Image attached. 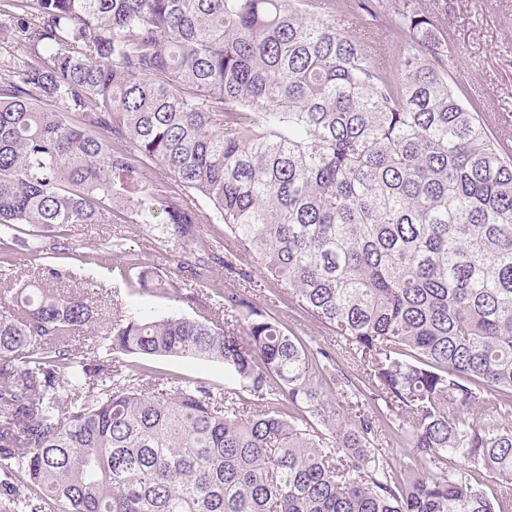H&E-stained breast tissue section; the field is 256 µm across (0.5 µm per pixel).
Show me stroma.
I'll use <instances>...</instances> for the list:
<instances>
[{
  "label": "stroma",
  "instance_id": "1",
  "mask_svg": "<svg viewBox=\"0 0 512 512\" xmlns=\"http://www.w3.org/2000/svg\"><path fill=\"white\" fill-rule=\"evenodd\" d=\"M394 11L407 14L422 11L439 20L453 63L448 67L450 84L462 98L483 114L497 119L495 134L512 133V0H389ZM336 24L356 30L372 49L388 48L391 41L404 37L401 29L381 26L378 19L354 9L352 0H335ZM78 252L90 264L89 270L72 268L70 277L58 279L37 272L19 253L4 255L0 262L11 260L12 268L0 276V286L20 288L30 280L54 293L84 297L93 301L98 310L94 322L96 332H103L118 314L184 315L201 321L214 317V311L204 303H186L173 294L129 287L118 271L124 257L139 259L160 276H167L176 265L180 249L155 237L142 224H77L70 229ZM122 237L124 256L108 254L113 237ZM251 279L217 269L214 280L218 287L235 288L250 302L262 307L276 318L288 332L314 347L339 356L342 370L358 385H365L368 369L363 364L342 359L339 336L300 310L288 294L252 269ZM151 366L168 378L199 380L214 387L237 390L238 385L224 377L222 364L178 357L151 359ZM338 419L355 424L365 413L375 422L373 446L376 455L395 470L413 466L410 449L402 447L397 436L398 422L390 417L384 405L367 398L344 397L333 391L328 395Z\"/></svg>",
  "mask_w": 512,
  "mask_h": 512
}]
</instances>
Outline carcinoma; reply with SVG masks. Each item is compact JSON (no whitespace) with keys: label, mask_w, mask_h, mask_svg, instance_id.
Masks as SVG:
<instances>
[{"label":"carcinoma","mask_w":512,"mask_h":512,"mask_svg":"<svg viewBox=\"0 0 512 512\" xmlns=\"http://www.w3.org/2000/svg\"><path fill=\"white\" fill-rule=\"evenodd\" d=\"M10 7L31 57L0 76V242L34 263L75 254L73 224H146L174 277L120 273L224 322L118 315L101 358L75 343L86 299L1 289L0 512H512L480 483L512 484V154L449 84L436 20L385 19L409 40L384 65L322 0ZM244 255L370 369L419 467L326 414L327 389L363 395L333 354L213 287ZM153 357L221 363L254 400Z\"/></svg>","instance_id":"cac0c4a2"}]
</instances>
